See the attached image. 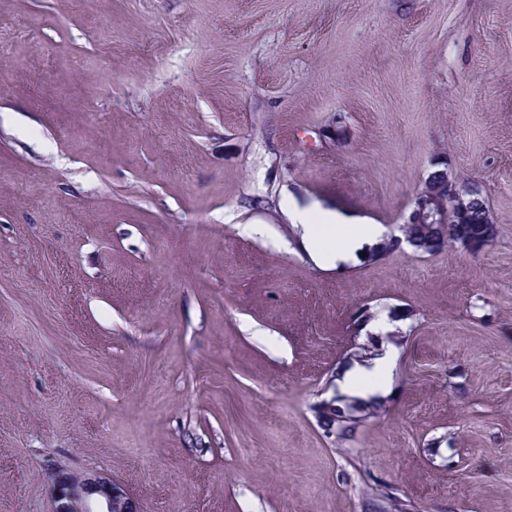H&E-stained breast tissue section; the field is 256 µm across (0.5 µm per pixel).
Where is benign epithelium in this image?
I'll list each match as a JSON object with an SVG mask.
<instances>
[{
    "label": "benign epithelium",
    "instance_id": "obj_1",
    "mask_svg": "<svg viewBox=\"0 0 512 512\" xmlns=\"http://www.w3.org/2000/svg\"><path fill=\"white\" fill-rule=\"evenodd\" d=\"M485 196L474 182L463 198L453 174L446 168L436 171L413 195L409 209L402 215L400 227L407 224H445L448 213L466 216ZM391 250L428 253L427 243L405 233L391 235ZM54 498L53 512H142L139 501L119 482L104 475H80L64 469L52 470L50 480Z\"/></svg>",
    "mask_w": 512,
    "mask_h": 512
}]
</instances>
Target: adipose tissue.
Here are the masks:
<instances>
[{
  "mask_svg": "<svg viewBox=\"0 0 512 512\" xmlns=\"http://www.w3.org/2000/svg\"><path fill=\"white\" fill-rule=\"evenodd\" d=\"M293 219L305 230L307 249L328 266L359 258L387 234L384 225L342 224L337 217L321 211L297 213ZM396 360V354L387 351L368 362L353 365L338 381L341 394L365 400L384 397L390 391V377Z\"/></svg>",
  "mask_w": 512,
  "mask_h": 512,
  "instance_id": "1",
  "label": "adipose tissue"
}]
</instances>
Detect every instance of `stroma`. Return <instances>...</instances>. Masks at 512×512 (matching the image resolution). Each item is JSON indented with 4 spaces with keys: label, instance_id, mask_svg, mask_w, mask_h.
Here are the masks:
<instances>
[{
    "label": "stroma",
    "instance_id": "obj_1",
    "mask_svg": "<svg viewBox=\"0 0 512 512\" xmlns=\"http://www.w3.org/2000/svg\"><path fill=\"white\" fill-rule=\"evenodd\" d=\"M348 138L336 141V126ZM473 254L317 263L435 163ZM398 316L383 410L317 414ZM512 512V0H0V512ZM304 227L307 249L324 265L337 266L364 255L369 248L386 238L383 224H339L338 218L321 211L293 215ZM386 240L370 249L368 261L378 260L385 254L375 252L386 249ZM375 253V254H374ZM53 512H141L139 501L119 482L104 475H80L53 469Z\"/></svg>",
    "mask_w": 512,
    "mask_h": 512
}]
</instances>
